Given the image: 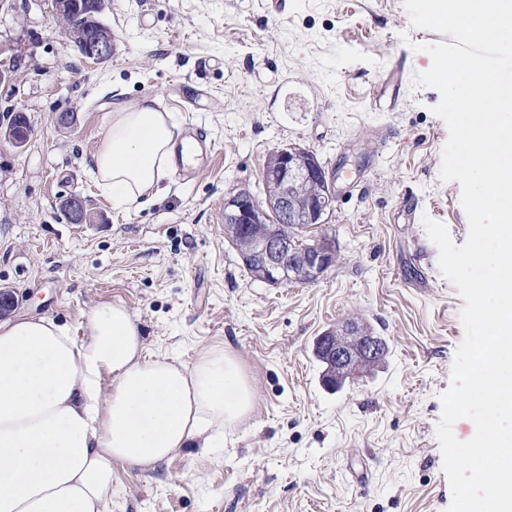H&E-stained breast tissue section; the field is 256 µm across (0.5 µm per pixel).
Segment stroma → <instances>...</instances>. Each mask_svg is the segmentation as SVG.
<instances>
[{"mask_svg":"<svg viewBox=\"0 0 512 512\" xmlns=\"http://www.w3.org/2000/svg\"><path fill=\"white\" fill-rule=\"evenodd\" d=\"M99 19L115 51L97 64L52 0H0V124L16 111L31 123L24 148L0 141V289L17 297L13 316L77 337L94 305L123 304L149 352L188 364L224 345L255 390L223 448L144 471L113 463L104 512H445L436 430L464 300L423 220L458 245L469 223L459 183L440 177V95L412 84L443 34L412 27L403 0H288L277 16L261 0H104ZM389 58L406 79L377 112ZM179 82L209 95L186 109ZM145 97L176 125L209 126L215 153L193 182L162 181L158 204L119 210L89 160L113 102ZM62 112L72 128H57ZM289 144L335 180L330 222L306 235L333 238L337 262L314 284L271 286L247 272L221 215L229 194L259 192L266 158ZM72 195L95 223L69 222ZM353 319L389 358L335 389L314 345Z\"/></svg>","mask_w":512,"mask_h":512,"instance_id":"1","label":"stroma"}]
</instances>
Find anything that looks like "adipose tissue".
Masks as SVG:
<instances>
[{"label": "adipose tissue", "instance_id": "adipose-tissue-1", "mask_svg": "<svg viewBox=\"0 0 512 512\" xmlns=\"http://www.w3.org/2000/svg\"><path fill=\"white\" fill-rule=\"evenodd\" d=\"M175 138L156 99L117 105L91 162L115 207L156 201ZM82 329L0 322V512H102L113 463L147 470L186 448L220 447L252 410L224 346L189 364L149 353L132 315L110 302Z\"/></svg>", "mask_w": 512, "mask_h": 512}]
</instances>
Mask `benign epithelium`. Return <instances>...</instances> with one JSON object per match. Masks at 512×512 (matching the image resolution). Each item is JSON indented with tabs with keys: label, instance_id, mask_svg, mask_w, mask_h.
<instances>
[{
	"label": "benign epithelium",
	"instance_id": "obj_1",
	"mask_svg": "<svg viewBox=\"0 0 512 512\" xmlns=\"http://www.w3.org/2000/svg\"><path fill=\"white\" fill-rule=\"evenodd\" d=\"M83 56L102 63L114 52L112 31L93 13L86 15ZM30 127L22 116L0 126V140L16 148L27 145ZM265 198L246 190L224 199V231L243 264L256 279L270 285L311 284L336 263V246L324 237L302 246L296 231L329 223L336 200L335 182L316 155L296 145L282 147L267 158L262 171ZM77 224H91L95 216L82 198L63 200ZM318 346L336 368L351 373L366 361L381 357L384 341L358 322H346L319 337Z\"/></svg>",
	"mask_w": 512,
	"mask_h": 512
}]
</instances>
